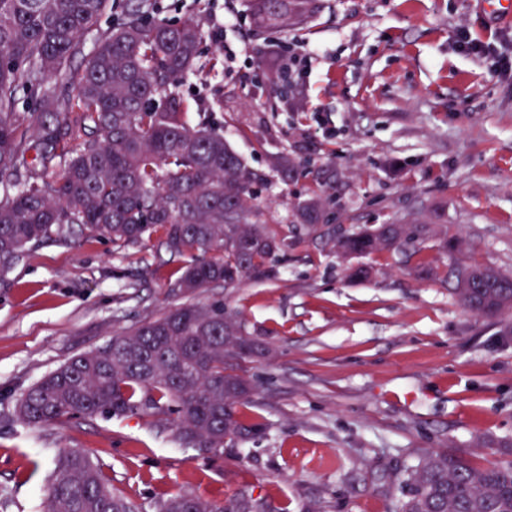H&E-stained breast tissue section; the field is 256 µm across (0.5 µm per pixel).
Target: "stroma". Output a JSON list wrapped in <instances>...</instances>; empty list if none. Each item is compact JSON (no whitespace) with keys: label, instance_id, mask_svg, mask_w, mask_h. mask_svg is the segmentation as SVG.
<instances>
[{"label":"stroma","instance_id":"1","mask_svg":"<svg viewBox=\"0 0 512 512\" xmlns=\"http://www.w3.org/2000/svg\"><path fill=\"white\" fill-rule=\"evenodd\" d=\"M256 0H156L206 36L181 96L264 174L256 202L284 242L264 278L196 294L172 285L185 260L160 237L126 246L76 229L0 272V512H42L56 457L83 448L112 487L154 512L190 492H248L285 512H393L396 472L434 451L512 463V335L466 311L453 266L512 274V22L478 0H310L289 30L258 26ZM224 27L214 41L213 25ZM295 72L284 73L288 60ZM301 167L282 181L268 165ZM326 186L329 223H293L298 196ZM441 213L459 250L401 245L350 278L333 243ZM436 276L418 275L417 266ZM223 302L266 353L239 373L242 411L266 437L214 456L179 445L164 416L13 420L23 393L76 354L185 304Z\"/></svg>","mask_w":512,"mask_h":512}]
</instances>
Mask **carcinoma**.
<instances>
[{"mask_svg":"<svg viewBox=\"0 0 512 512\" xmlns=\"http://www.w3.org/2000/svg\"><path fill=\"white\" fill-rule=\"evenodd\" d=\"M109 0H0V269L27 248L74 225L119 244L161 233L174 257L191 255L174 287L195 293L214 283L261 278L283 249L260 222L252 186L261 175L224 142L207 119L192 125L179 88L200 58L196 19H148L149 0H126L125 18L100 34L80 69L70 61ZM297 0L265 7L277 23ZM67 75L60 92L50 79ZM42 90L43 110L16 111L19 88ZM286 178L298 163L272 161ZM298 224L326 221L313 190L293 210ZM434 213L425 224H379L336 238L341 255L369 256L401 242L429 241L445 253L459 246ZM466 287L454 288L474 315L512 314V278L469 265ZM257 349L238 316L221 302L187 304L112 335L32 385L16 420L38 426L70 418L134 413L171 417L175 439L208 454L264 434L268 425L240 411L253 386L232 361ZM396 512H512V464L473 465L432 452L396 480ZM44 512H139L112 489L84 449L61 452L45 489ZM156 512H279L248 494L217 503L178 493Z\"/></svg>","mask_w":512,"mask_h":512,"instance_id":"obj_1","label":"carcinoma"}]
</instances>
